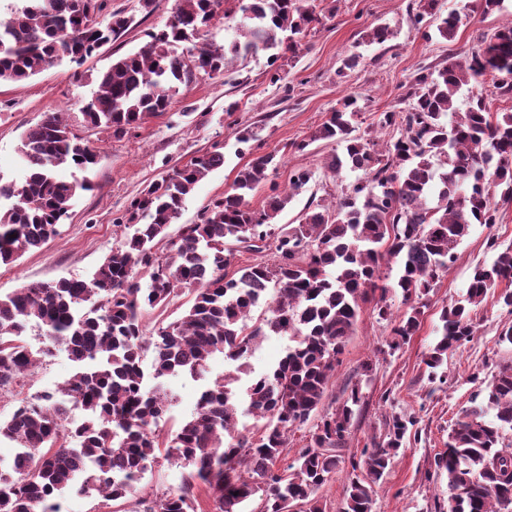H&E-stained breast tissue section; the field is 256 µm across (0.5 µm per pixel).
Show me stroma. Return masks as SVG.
<instances>
[{
  "instance_id": "obj_1",
  "label": "stroma",
  "mask_w": 512,
  "mask_h": 512,
  "mask_svg": "<svg viewBox=\"0 0 512 512\" xmlns=\"http://www.w3.org/2000/svg\"><path fill=\"white\" fill-rule=\"evenodd\" d=\"M408 3L338 0L335 13L324 14L321 23L304 37L303 51L295 56L282 53L279 63L284 83H270L268 52L241 56L227 75L198 78L183 89L170 112L116 138L83 121L82 108L96 89L90 76L114 58L135 51L146 31L164 25L178 0H153L147 10L141 0H109L99 23H108L111 13L121 12L134 16V27L101 47L83 65L64 60L25 81L0 85V179L21 177V136L51 112L64 113L73 132L102 156L89 174L92 190L78 194L58 235L15 263L0 265V295L32 282L87 277L116 247L122 232L116 220L125 215L131 200L172 167L216 144L224 151L223 166L196 186L185 201L178 225L170 226V234H177L179 224L197 223L258 149L281 157L282 164L272 175L280 186H287L295 169L307 168L314 174L307 190L282 212L281 223L292 222L310 195L327 202L339 196L342 185L356 178L347 170L332 175L325 167L330 156L340 152V145L322 141L299 152L295 143L308 140L327 113L349 95L364 100L357 122L360 132L372 131L379 113L398 102L419 67L463 55L481 35L492 34L512 19V0H504L502 12L473 13L470 25L449 43L417 33ZM380 24L393 30V38L381 45L368 43L366 32ZM351 54L359 55L360 63L344 69L343 61ZM234 101L239 102V110L227 112V105ZM244 126L255 129L257 145L237 142L236 133ZM508 248L512 249V203L502 202L497 224L472 226L457 248L455 262L429 294L419 331L395 353L385 351L392 339L393 321L379 319L372 304L363 305L318 409L322 416L334 412L350 388L362 384L366 404L342 451L345 462L318 493L324 512H340L352 473L350 457L359 456L372 437L385 433L396 416L414 418L415 424L408 429L389 474L374 487V512H439L447 505V477L435 462L463 410L476 395L485 393L499 366L512 363V345L499 340L502 329L512 325V313L498 303L496 295L488 296L477 311L475 336L448 356L446 382L429 379L423 358L435 340L442 306L462 297L474 267L491 263ZM367 362L372 365L368 373L363 370ZM77 369L65 353H55L24 381L17 395L0 393V419L9 417L18 398L56 391ZM165 384L176 404L158 427L170 434L192 417L200 384L186 376L167 378Z\"/></svg>"
}]
</instances>
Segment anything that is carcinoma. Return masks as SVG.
Here are the masks:
<instances>
[{
	"label": "carcinoma",
	"mask_w": 512,
	"mask_h": 512,
	"mask_svg": "<svg viewBox=\"0 0 512 512\" xmlns=\"http://www.w3.org/2000/svg\"><path fill=\"white\" fill-rule=\"evenodd\" d=\"M227 2L181 0L136 51L112 60L95 77L97 89L83 108L87 126L122 137L170 111L181 88L198 77L224 74L234 58L258 50L270 52V83L284 80L276 66L280 50L298 52L320 23L317 0H237L245 20L240 39L227 48L202 41L219 10L231 15L223 9ZM106 7L104 0H23L0 18V83L27 80L63 58L80 65L132 27L134 18L120 12L104 27L97 23ZM470 20L469 13L451 12L437 34L452 41ZM196 40L195 52L177 54V45ZM489 76L495 94L512 98V21L462 57L417 72L402 95L406 107L387 108L377 122L398 137L380 144L356 134L360 108L349 96L309 139L294 144L303 152L318 141L337 143L344 151L332 155L327 168L364 173L341 188L336 204L312 197L298 222L278 223L312 173L294 170L281 189L269 180L279 160L263 153L239 169L198 223L182 225L170 239L187 197L224 165L215 146L131 200L121 245L88 278L29 283L0 296V391L50 354L30 346V330H40L79 364L58 392L23 399L0 421V438L16 442L25 456L21 463L0 459V512H59L58 497L74 487L97 492L104 509L132 500L133 512H196L199 488L212 495L216 512H243L258 493L260 512H290L294 504L300 512H322L318 491L343 462L341 450L364 405L362 385H353L339 408L311 427L309 444L291 463L288 433L315 416L361 305L372 303L383 319L392 315L382 268L398 265L394 287L407 305L388 343L396 351L419 330L423 300L456 260L471 226H493L495 198L512 201V112L489 111L481 94L463 111L457 100L463 87L481 88ZM450 114L451 124L445 122ZM19 151L27 163L23 179L0 181V265L47 244L79 192L89 189L88 181L67 180L57 169L87 171L102 160L57 112L22 135ZM262 185L269 193L256 210L249 197ZM237 244L257 253L272 247L273 258L230 277ZM137 269L148 275L145 288ZM183 288L192 304L181 318L143 336L145 307L165 306ZM497 289L499 302L512 308L511 249L475 267L462 299L442 308L437 341L423 360L432 376L449 351L475 336L472 312ZM261 305L268 315L254 322L251 313ZM268 334L286 335L291 345L246 390L257 436L236 435L239 399L225 377L201 388L195 414L179 431L157 429L172 401L163 379H204L217 354L238 363L240 372ZM71 403L87 413L76 425L69 423ZM411 424L393 418L384 436L372 437L350 461L342 512H373V484L390 470ZM508 429L512 364L499 368L483 400L463 411L436 461L448 479V512H512V448L502 445ZM161 455L192 470L179 487L143 497L139 482Z\"/></svg>",
	"instance_id": "1"
}]
</instances>
